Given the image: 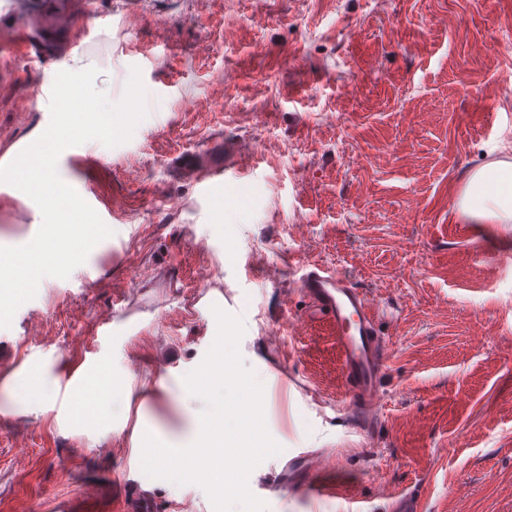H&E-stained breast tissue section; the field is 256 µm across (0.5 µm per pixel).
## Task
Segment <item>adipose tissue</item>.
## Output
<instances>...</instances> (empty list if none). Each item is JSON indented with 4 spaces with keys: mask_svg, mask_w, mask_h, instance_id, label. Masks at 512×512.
Returning a JSON list of instances; mask_svg holds the SVG:
<instances>
[{
    "mask_svg": "<svg viewBox=\"0 0 512 512\" xmlns=\"http://www.w3.org/2000/svg\"><path fill=\"white\" fill-rule=\"evenodd\" d=\"M455 209L468 224H512V162L496 160L470 170Z\"/></svg>",
    "mask_w": 512,
    "mask_h": 512,
    "instance_id": "ef3b65f1",
    "label": "adipose tissue"
}]
</instances>
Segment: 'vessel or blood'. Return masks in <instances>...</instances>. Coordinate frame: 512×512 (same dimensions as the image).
I'll return each mask as SVG.
<instances>
[{
  "mask_svg": "<svg viewBox=\"0 0 512 512\" xmlns=\"http://www.w3.org/2000/svg\"><path fill=\"white\" fill-rule=\"evenodd\" d=\"M68 17L58 16L53 0H39L37 8L24 25H16V7L0 11V26L11 29L5 50L15 56L48 61L67 59L78 40L72 21L94 15L91 0H68ZM108 154L100 150L81 158L59 159V174L74 172L76 165L104 167ZM178 169L187 175L206 170L210 187L224 183L223 155L199 154L181 159ZM301 295L327 318L336 340V350L350 392V414L354 424L370 432L380 423L382 413L381 388L388 362L387 336L383 317L375 299L345 275L315 268L303 274Z\"/></svg>",
  "mask_w": 512,
  "mask_h": 512,
  "instance_id": "vessel-or-blood-1",
  "label": "vessel or blood"
}]
</instances>
